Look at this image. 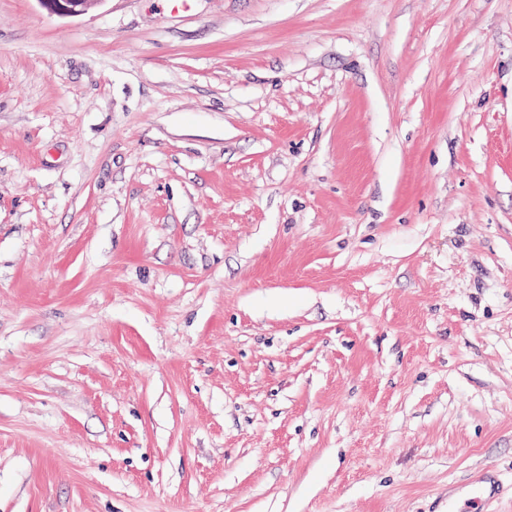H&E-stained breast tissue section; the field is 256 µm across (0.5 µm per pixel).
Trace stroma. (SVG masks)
Returning <instances> with one entry per match:
<instances>
[{
    "mask_svg": "<svg viewBox=\"0 0 512 512\" xmlns=\"http://www.w3.org/2000/svg\"><path fill=\"white\" fill-rule=\"evenodd\" d=\"M512 512V0H0V512ZM42 2L59 15H79L100 3L101 0H42Z\"/></svg>",
    "mask_w": 512,
    "mask_h": 512,
    "instance_id": "stroma-1",
    "label": "stroma"
}]
</instances>
